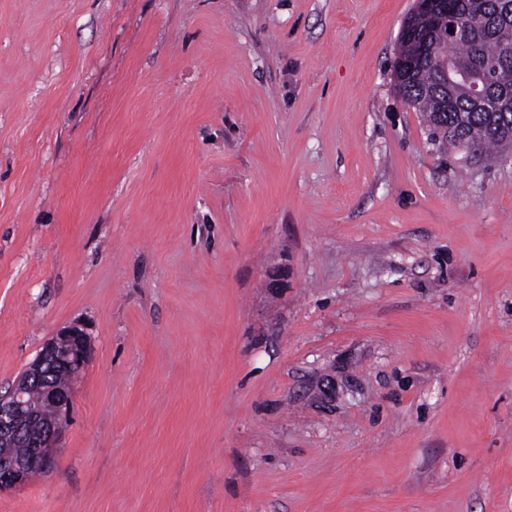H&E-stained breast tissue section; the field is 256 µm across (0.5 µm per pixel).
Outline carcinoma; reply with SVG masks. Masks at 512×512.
<instances>
[{
    "mask_svg": "<svg viewBox=\"0 0 512 512\" xmlns=\"http://www.w3.org/2000/svg\"><path fill=\"white\" fill-rule=\"evenodd\" d=\"M461 15H481L488 23L481 34L457 35L448 40V82L440 87L420 78L419 57L427 29V14L402 33L394 73L397 93L417 102L429 127L430 140L455 152L472 144L480 150L512 143V0H461ZM479 67L489 94L480 104L462 90L475 75L467 65Z\"/></svg>",
    "mask_w": 512,
    "mask_h": 512,
    "instance_id": "obj_1",
    "label": "carcinoma"
}]
</instances>
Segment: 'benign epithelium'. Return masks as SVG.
<instances>
[{"instance_id":"1","label":"benign epithelium","mask_w":512,"mask_h":512,"mask_svg":"<svg viewBox=\"0 0 512 512\" xmlns=\"http://www.w3.org/2000/svg\"><path fill=\"white\" fill-rule=\"evenodd\" d=\"M451 15L455 0H418L417 11ZM91 350L90 334L79 325L61 328L25 367L9 390L0 393V491L24 485L34 461L46 472L53 464L64 425L73 404L72 387L60 388L52 376L63 373L75 380ZM36 387L42 404L28 399ZM25 444L34 449L31 458L15 454L14 448Z\"/></svg>"}]
</instances>
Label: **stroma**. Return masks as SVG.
<instances>
[{
	"mask_svg": "<svg viewBox=\"0 0 512 512\" xmlns=\"http://www.w3.org/2000/svg\"><path fill=\"white\" fill-rule=\"evenodd\" d=\"M416 0H0V393L91 352L0 512H512V148L395 92Z\"/></svg>",
	"mask_w": 512,
	"mask_h": 512,
	"instance_id": "1",
	"label": "stroma"
}]
</instances>
